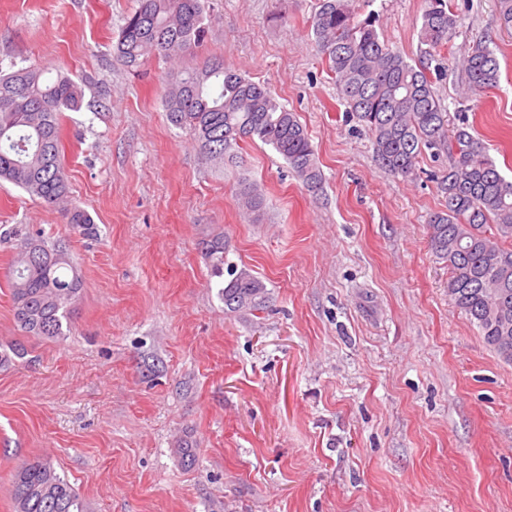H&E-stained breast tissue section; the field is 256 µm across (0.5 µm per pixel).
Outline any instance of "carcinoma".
<instances>
[{
  "label": "carcinoma",
  "mask_w": 512,
  "mask_h": 512,
  "mask_svg": "<svg viewBox=\"0 0 512 512\" xmlns=\"http://www.w3.org/2000/svg\"><path fill=\"white\" fill-rule=\"evenodd\" d=\"M124 18L115 58L138 68L151 58L179 61L203 45L208 0H138ZM354 0H318L311 20L321 54L334 73L336 88L350 112L371 131L379 163L395 175L410 176L425 153L448 154L438 181L442 208L430 214L428 231L435 257L448 267V297L477 325L486 343L512 362V181L488 156L483 144L461 126L448 134V112L429 66L456 34L458 20L448 0H425L419 29L427 59L411 63L381 43L375 20H357ZM468 89L498 86L500 64L478 43L461 60ZM82 90L66 74L47 77L40 69L20 68L0 75V180L57 208L67 223L90 232L91 216L69 204L70 184L61 160V113L79 108ZM170 123L190 129L200 148L222 158L240 141L270 145L310 192L321 188L309 134L264 85L215 59L182 71L165 97ZM238 205L256 213L263 196L250 184ZM17 240L8 284L14 322L26 336L56 340L80 298L81 277L66 247L48 244L39 234L15 225L3 238ZM224 238L206 243L216 271L227 270L221 289L224 305L259 313L266 308L265 283L247 269L226 263ZM13 512H89L79 491L50 461L20 466L11 481Z\"/></svg>",
  "instance_id": "cac0c4a2"
}]
</instances>
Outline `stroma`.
I'll return each instance as SVG.
<instances>
[{"mask_svg": "<svg viewBox=\"0 0 512 512\" xmlns=\"http://www.w3.org/2000/svg\"><path fill=\"white\" fill-rule=\"evenodd\" d=\"M318 0H209L198 67L223 58L268 85L311 136L307 191L271 147L209 158L172 126L176 73L113 58L137 0H0V71L63 68L83 90L63 115L62 161L96 237L0 184V226L65 244L83 281L68 336L24 337L0 243V512L11 478L52 462L91 512H512V363L448 298L427 228L440 197L423 156L383 169L347 113L310 20ZM457 34L435 89L512 177V28L496 0H451ZM424 0H358L381 42L422 58ZM484 42L496 88L468 91L458 59ZM260 190L259 214L236 203ZM266 285L264 313L230 311L202 242Z\"/></svg>", "mask_w": 512, "mask_h": 512, "instance_id": "stroma-1", "label": "stroma"}]
</instances>
